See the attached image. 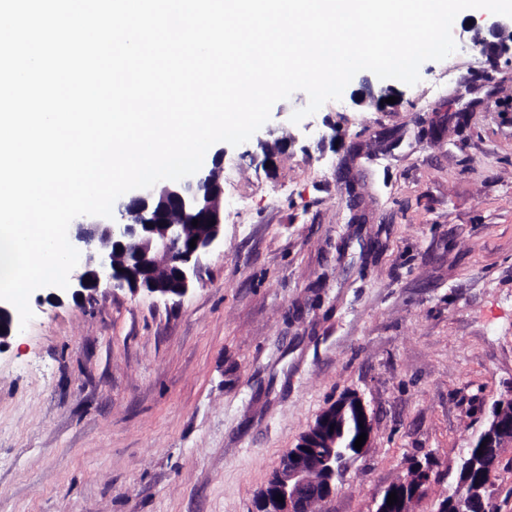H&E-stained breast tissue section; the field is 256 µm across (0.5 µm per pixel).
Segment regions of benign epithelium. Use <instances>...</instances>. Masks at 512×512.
<instances>
[{
  "label": "benign epithelium",
  "mask_w": 512,
  "mask_h": 512,
  "mask_svg": "<svg viewBox=\"0 0 512 512\" xmlns=\"http://www.w3.org/2000/svg\"><path fill=\"white\" fill-rule=\"evenodd\" d=\"M470 32L472 47L492 63L505 56L512 58V18L485 15L472 24ZM223 159L224 152L220 151L212 165H202L197 173L178 183L134 190L116 203L113 217L106 223H89L84 216L75 218L71 245L80 253L79 262L69 275L64 294L51 292L45 301L60 303L64 296L75 302L94 301L116 289L134 296L185 295L197 277L200 257L221 241L224 187L219 166ZM195 219L197 229L190 232L188 225ZM193 239L196 246L192 248ZM17 330L11 308L0 301V347ZM350 402L358 405L362 432L367 434L359 450L362 454L370 445L372 420L356 395H343L336 400V407ZM511 406L512 394L504 404L495 406L487 420L486 438L498 457L512 447V423H508L512 416L505 415ZM312 429L316 436L301 439L283 451L272 482L257 496L253 512H302L307 501L325 502L336 493V480L353 461L341 452L347 447L342 413L324 408L320 423ZM487 488L485 484L469 493L461 490L452 502H440L436 512H472L474 496L482 504L479 512H490L494 503ZM278 495L283 501H276Z\"/></svg>",
  "instance_id": "benign-epithelium-1"
}]
</instances>
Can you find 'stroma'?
<instances>
[{
    "instance_id": "obj_1",
    "label": "stroma",
    "mask_w": 512,
    "mask_h": 512,
    "mask_svg": "<svg viewBox=\"0 0 512 512\" xmlns=\"http://www.w3.org/2000/svg\"><path fill=\"white\" fill-rule=\"evenodd\" d=\"M480 15L417 84L362 71L295 124L298 91L225 146L224 240L185 296L31 294L0 350V512H251L348 391L373 438L322 512H370L425 457L411 512H435L512 393V63L469 49Z\"/></svg>"
}]
</instances>
